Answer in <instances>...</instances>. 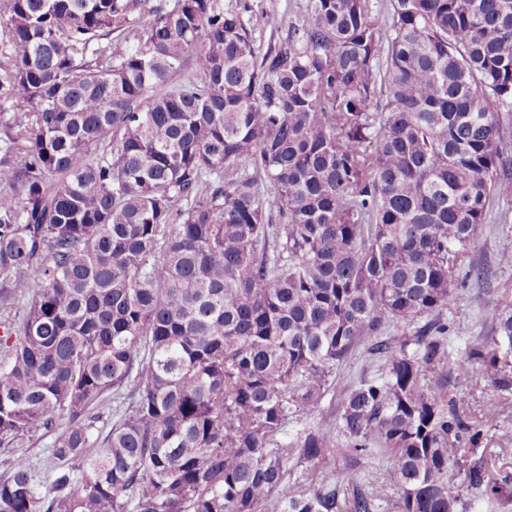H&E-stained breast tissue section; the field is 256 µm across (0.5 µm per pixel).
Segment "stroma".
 <instances>
[{"mask_svg":"<svg viewBox=\"0 0 512 512\" xmlns=\"http://www.w3.org/2000/svg\"><path fill=\"white\" fill-rule=\"evenodd\" d=\"M307 3L308 0H249L251 10L245 13L244 19L258 43L274 44L280 35L265 27V13L277 11L285 22L294 23L304 15ZM508 253H512V195L496 199L491 205L470 254L473 271L465 281L464 295L448 308V358L443 374L471 416H480L485 405L492 401L499 402L501 407L497 422L483 426L480 439L464 459L465 464L484 460L494 468L512 471V389L502 390L483 377L476 365L466 361V354L475 341L494 334L497 318L488 307V300L495 297L512 307V264L500 261L501 255ZM382 371V360L369 355L365 348H357L328 375L326 391L318 405L306 414L289 418L285 435H292L308 425L338 426L346 394L361 381L380 376ZM335 465L356 472L363 489H378L372 512H399L395 506L398 491L387 481L385 457L340 454Z\"/></svg>","mask_w":512,"mask_h":512,"instance_id":"35a3bbf8","label":"stroma"}]
</instances>
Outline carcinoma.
I'll return each instance as SVG.
<instances>
[{
    "label": "carcinoma",
    "instance_id": "1",
    "mask_svg": "<svg viewBox=\"0 0 512 512\" xmlns=\"http://www.w3.org/2000/svg\"><path fill=\"white\" fill-rule=\"evenodd\" d=\"M392 8L309 0L263 50L222 0H6L0 447L52 442L46 491L17 458L0 512H125L130 491L135 512H370L327 467L340 448L386 454L400 512H458L450 474L481 429L432 373L507 188L512 0ZM489 306L512 347V309ZM359 346L384 369L338 427L278 439ZM469 360L512 385L488 342ZM295 456L309 492L288 487ZM466 479L512 493L480 462Z\"/></svg>",
    "mask_w": 512,
    "mask_h": 512
}]
</instances>
